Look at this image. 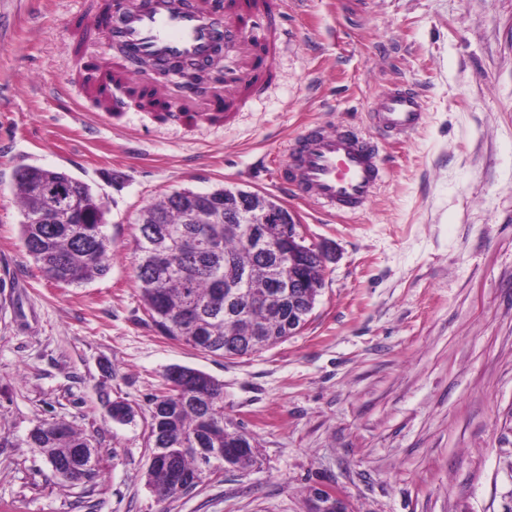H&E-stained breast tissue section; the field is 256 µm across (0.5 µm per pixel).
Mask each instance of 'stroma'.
<instances>
[{
	"label": "stroma",
	"mask_w": 512,
	"mask_h": 512,
	"mask_svg": "<svg viewBox=\"0 0 512 512\" xmlns=\"http://www.w3.org/2000/svg\"><path fill=\"white\" fill-rule=\"evenodd\" d=\"M89 0H0V512H512V0H288L273 79L225 117L172 123L55 96L73 73ZM414 86L427 113L383 142L386 174L361 213L284 198L277 172L304 127L366 126ZM90 184L110 272L48 279L21 238L15 172ZM233 185L283 200L326 247L305 326L243 358L155 329L135 282L141 210L172 191ZM174 365L224 384V421L255 464L158 501L147 483L149 401ZM130 403L133 422L107 413ZM61 421L103 461L62 485L27 448Z\"/></svg>",
	"instance_id": "stroma-1"
}]
</instances>
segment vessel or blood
<instances>
[{"label": "vessel or blood", "mask_w": 512, "mask_h": 512, "mask_svg": "<svg viewBox=\"0 0 512 512\" xmlns=\"http://www.w3.org/2000/svg\"><path fill=\"white\" fill-rule=\"evenodd\" d=\"M271 16L262 9H246L237 0H113L109 14L100 16L102 37L122 43L125 54L113 57L101 70L105 83L87 87L68 79L67 89L79 97L93 96L103 112L120 110L109 84L140 85L133 59L209 56L217 31L253 37L269 26ZM199 90L183 88L167 95L171 121H180ZM421 94L408 86L384 93L370 115L373 134L361 129L305 127L287 147L278 171V186L289 196L310 199L329 213L353 214L365 209L377 193L384 174L377 136H405L423 124Z\"/></svg>", "instance_id": "b4317fda"}]
</instances>
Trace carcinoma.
<instances>
[{"instance_id": "carcinoma-1", "label": "carcinoma", "mask_w": 512, "mask_h": 512, "mask_svg": "<svg viewBox=\"0 0 512 512\" xmlns=\"http://www.w3.org/2000/svg\"><path fill=\"white\" fill-rule=\"evenodd\" d=\"M16 193L24 217L21 237L28 254L51 280L81 287L106 275L112 264V237L106 232L105 211L92 188L65 172L28 166L16 178ZM226 186L205 192L175 190L141 211L136 236L135 278L141 299L158 331L166 337L214 356L245 357L290 336L288 313L263 310L244 320L225 315L224 278L239 269L249 272L255 302L275 264L269 253L246 248L223 224H183L182 209L207 210L224 204ZM298 309L306 317L319 291L297 288ZM166 391L152 399L148 447L187 449L179 457L182 469L197 475V448H222L224 438L236 437L244 448L230 462L233 469L254 464L253 438L224 423V384L211 375L176 365L165 374ZM114 422H130L134 409L124 400L112 401ZM29 448H41L48 458L73 448H89L91 440L69 425L43 422L27 434ZM148 485L160 499L176 495L165 469L148 470Z\"/></svg>"}]
</instances>
